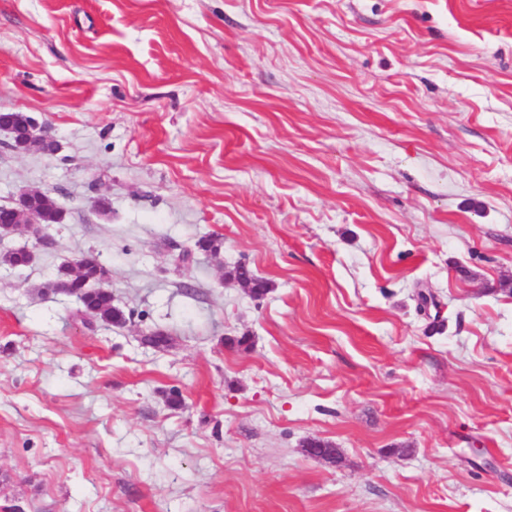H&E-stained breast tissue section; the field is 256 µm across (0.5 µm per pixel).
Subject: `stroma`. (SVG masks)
<instances>
[{
  "instance_id": "stroma-1",
  "label": "stroma",
  "mask_w": 512,
  "mask_h": 512,
  "mask_svg": "<svg viewBox=\"0 0 512 512\" xmlns=\"http://www.w3.org/2000/svg\"><path fill=\"white\" fill-rule=\"evenodd\" d=\"M0 112V512H512V0H0ZM36 191L37 196L31 200L30 206L38 212L41 223L46 226L62 223V210L57 200L48 192ZM227 276L248 288L251 294L256 297L264 295L269 288L268 282L256 277L246 265L235 266L227 272ZM106 282L107 279L95 282L85 281L84 288L98 289L94 292H76L78 288L76 282L66 269L60 268L53 278L41 283L37 288L43 294H57L60 293V288H70L69 293L77 297L84 312L90 313L93 318L106 325L122 326L127 321L125 312L112 304V291L109 288H102Z\"/></svg>"
}]
</instances>
